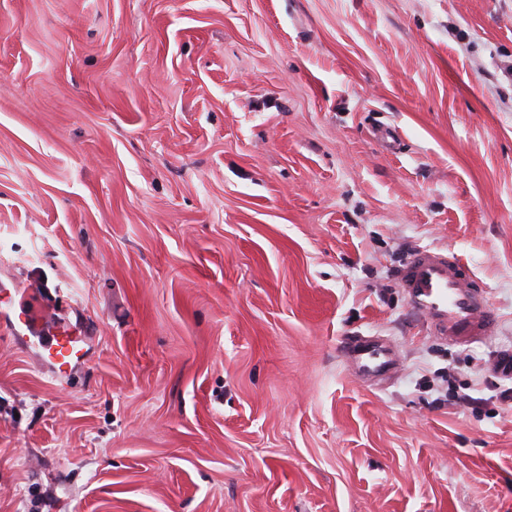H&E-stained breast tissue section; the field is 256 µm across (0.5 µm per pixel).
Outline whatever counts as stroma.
<instances>
[{"label": "stroma", "instance_id": "obj_1", "mask_svg": "<svg viewBox=\"0 0 512 512\" xmlns=\"http://www.w3.org/2000/svg\"><path fill=\"white\" fill-rule=\"evenodd\" d=\"M0 280V512H512V0H0ZM412 309L448 340L472 343L495 333L497 316L463 260L447 250L420 248L399 272ZM9 332L16 336H38L39 320L32 314L21 312L17 316L5 315ZM40 345L60 368L69 365L70 359L77 353L74 341L66 331H59L57 336H52ZM346 360L356 375L372 380L391 372L397 359L394 349L379 338H353L346 346Z\"/></svg>", "mask_w": 512, "mask_h": 512}]
</instances>
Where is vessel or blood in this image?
<instances>
[{"instance_id": "vessel-or-blood-1", "label": "vessel or blood", "mask_w": 512, "mask_h": 512, "mask_svg": "<svg viewBox=\"0 0 512 512\" xmlns=\"http://www.w3.org/2000/svg\"><path fill=\"white\" fill-rule=\"evenodd\" d=\"M399 285L412 309L424 316L434 332L449 340L472 343L492 336L497 316L489 298L476 284L467 265L447 250L414 251L399 272ZM9 332L34 336L39 321L23 312L6 319ZM42 347L59 366H67L76 347L67 332L44 341ZM346 360L356 375L373 379L391 372L397 362L394 349L379 338H353L346 346Z\"/></svg>"}]
</instances>
